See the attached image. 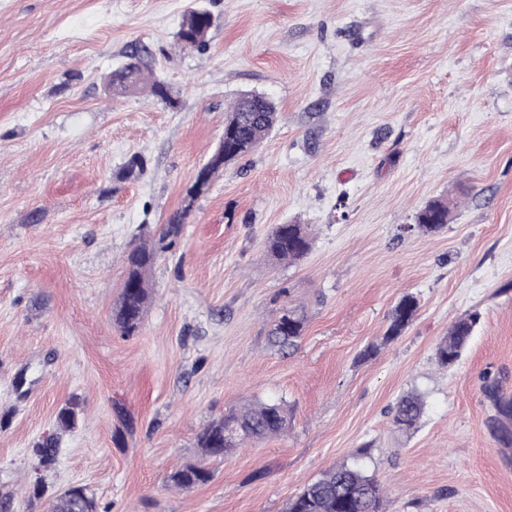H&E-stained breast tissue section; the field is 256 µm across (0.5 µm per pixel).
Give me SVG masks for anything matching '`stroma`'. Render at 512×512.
<instances>
[{"mask_svg":"<svg viewBox=\"0 0 512 512\" xmlns=\"http://www.w3.org/2000/svg\"><path fill=\"white\" fill-rule=\"evenodd\" d=\"M213 16L203 49L175 38ZM135 47L177 98L112 93ZM245 92L279 120L196 200L148 273L139 332L112 322L129 251L177 211ZM139 156L140 177L122 174ZM448 200L424 235L415 216ZM308 225L277 262L264 238ZM417 297L412 323L389 315ZM306 316L296 348L267 337ZM480 321L460 360L437 344ZM512 399V0H0V504L80 484L102 512H284L325 470L367 449L384 512H512V441L492 429L482 378ZM422 395L414 432L391 424ZM82 413L37 466L70 400ZM288 403L286 435L168 477L196 436L251 400ZM56 432V431H55ZM212 23V15L207 9L200 6L190 8L185 13L177 33L178 42L184 48L198 50L205 47ZM450 202L442 200L429 201L417 214L416 226L413 228L424 234L441 232L449 223ZM312 237L308 225L278 224L266 238L267 252L279 262H295L311 248ZM417 309V299L413 295H405L392 311L385 340L400 336L410 322H412ZM304 316L291 308L283 309L268 330V340L281 351L297 346L304 330ZM479 320L480 314L474 311L467 312L454 321L448 336L436 347L435 356L442 367L451 366L460 358ZM424 406L419 393L410 391L402 395L391 411L393 426L404 433L414 432L423 417Z\"/></svg>","mask_w":512,"mask_h":512,"instance_id":"obj_1","label":"stroma"}]
</instances>
